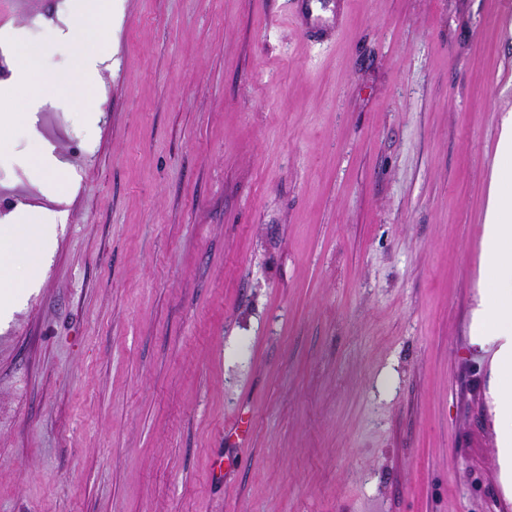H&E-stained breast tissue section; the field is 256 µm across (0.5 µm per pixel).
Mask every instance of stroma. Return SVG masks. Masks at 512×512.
I'll use <instances>...</instances> for the list:
<instances>
[{"mask_svg":"<svg viewBox=\"0 0 512 512\" xmlns=\"http://www.w3.org/2000/svg\"><path fill=\"white\" fill-rule=\"evenodd\" d=\"M333 3L115 0L91 127L0 90L46 102L0 225L62 216L0 320V512H496L471 310L512 0Z\"/></svg>","mask_w":512,"mask_h":512,"instance_id":"1","label":"stroma"}]
</instances>
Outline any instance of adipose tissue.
Instances as JSON below:
<instances>
[{
  "instance_id": "ef3b65f1",
  "label": "adipose tissue",
  "mask_w": 512,
  "mask_h": 512,
  "mask_svg": "<svg viewBox=\"0 0 512 512\" xmlns=\"http://www.w3.org/2000/svg\"><path fill=\"white\" fill-rule=\"evenodd\" d=\"M74 22L70 31L55 29L46 35L50 44H74L70 55L85 96L83 120L97 119L100 66L111 48L101 25L112 14V0H69ZM22 62L13 75L17 87L54 83L45 65L44 49L26 44ZM57 218L52 214L31 216L16 210L7 232L0 234V266L24 259L30 272H37L55 243ZM471 342L491 351L494 385L493 427L497 438L498 464L504 487L512 486V113L501 122L492 167L481 240L478 299L472 313Z\"/></svg>"
}]
</instances>
